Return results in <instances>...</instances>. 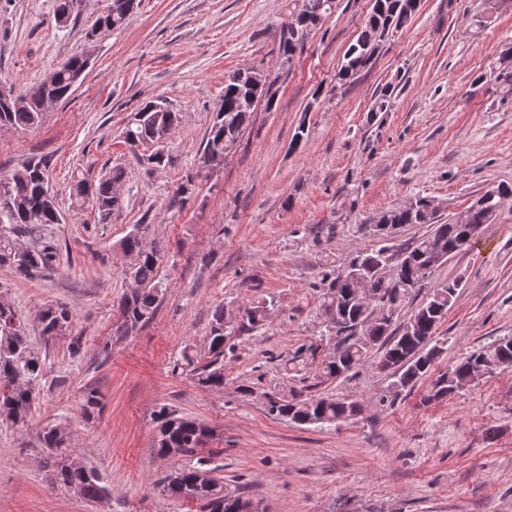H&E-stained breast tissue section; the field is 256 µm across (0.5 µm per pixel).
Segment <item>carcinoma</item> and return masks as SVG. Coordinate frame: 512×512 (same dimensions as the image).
<instances>
[{"instance_id": "carcinoma-1", "label": "carcinoma", "mask_w": 512, "mask_h": 512, "mask_svg": "<svg viewBox=\"0 0 512 512\" xmlns=\"http://www.w3.org/2000/svg\"><path fill=\"white\" fill-rule=\"evenodd\" d=\"M335 0H301L294 12L302 28L317 29L333 9ZM137 8V0H109L97 25L109 30L125 26ZM420 9V0H371V9L364 26L344 54L337 76L345 85L363 69L369 67L384 38L398 32L411 22ZM86 71L83 55L70 57L55 70L51 84L41 83L8 101L0 99V129L28 131L38 127L45 116L43 101L55 97L67 99L75 84ZM243 73L235 71L224 84V95L208 130L202 152L194 166L180 178L170 205L182 206L189 198L186 189L194 193L202 179L220 168L225 158L238 144L244 130L250 125L255 105L249 98L250 90ZM395 88L387 85L375 96L374 112H385L390 106ZM180 114L170 107L155 111L149 102L134 113L122 131L123 142L135 149L144 145L155 147L150 154L141 156L140 162L152 161L165 166L169 157L161 133L176 130ZM126 182L122 167H114L93 182L82 174L71 181V204L76 209L90 204L105 223L114 212L123 209L124 200L114 196L115 188ZM49 189V161L41 157L30 158L8 174H0V266H8L22 277H33L54 269L57 247L53 226L61 223L62 212L58 203L42 199ZM485 202L467 209L464 224L444 223L436 220V210L430 208L427 197L417 196L399 208L378 214L375 224L389 227L390 235L381 238L383 245L361 251L348 261L358 263L370 274V288L378 301L388 306L386 320L375 317V308L362 303L357 296V285L340 276V271L326 272L322 285L320 309L324 316V331L320 342L331 344L339 328L329 316H337L343 323L358 329V334L346 336L340 357L322 359L317 365L319 376L325 379L341 377L369 361L374 348L382 350L377 368L388 373L391 383L382 401L394 404L399 392L429 377L431 386L427 400H441L457 392L460 384L473 382L497 369L512 368V336H503L482 346L461 359L446 371H436V360L445 351L447 340L436 336L440 323L448 315L461 288L458 278L435 284L409 317L415 323V332L405 334L406 323H398V316L413 296L414 287L423 285L435 269L442 265L438 251L453 257L466 247L465 240L472 232L486 224L495 223L505 200L512 197V187L501 185L483 194ZM407 224H428L431 229L407 248L394 250L385 245L397 230ZM151 236V225L136 224L118 244L122 254H136L133 266L124 270L136 288L121 299V323L142 328L156 317L161 285L158 278L162 263L160 250ZM392 258L400 259L401 272L410 288H394L377 274L379 265ZM268 314L266 301L251 303L243 308L247 326L262 325ZM72 313L63 306L49 305L39 313L40 335L46 338L70 334ZM224 307L213 312L207 339L215 358L197 373L198 383L205 387H224ZM45 376L44 362L31 346L25 325L16 316L12 305H0V415H6L16 426L29 422L39 386ZM87 419L100 411L101 400L94 389L82 394L79 404ZM267 413L279 419L300 425H332L354 419L359 413V402L346 397L310 396L303 400L286 396H269ZM157 432L153 451L160 458L172 460L170 470L159 480L161 495L175 500L202 503L203 512H241L248 499L241 494L224 491V485L211 476L207 469L210 459L203 455V446L210 436L209 428L190 417L179 416L167 406L155 412ZM42 447L48 449L50 480L54 485L67 487L87 501L97 502L109 495L96 469L85 464L72 466L65 458L67 436L57 427L48 425L39 434Z\"/></svg>"}]
</instances>
